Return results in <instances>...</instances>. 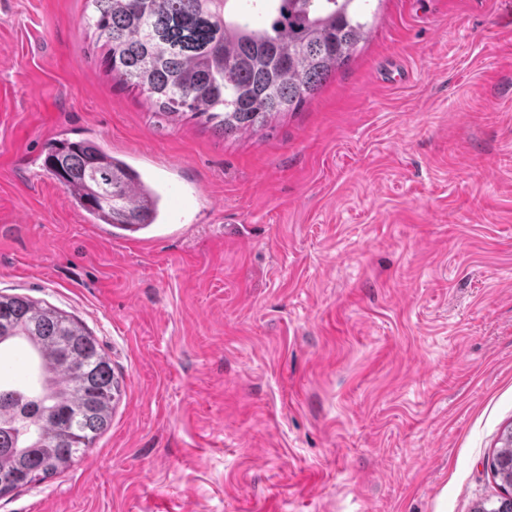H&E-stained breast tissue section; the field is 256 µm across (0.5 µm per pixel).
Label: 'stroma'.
<instances>
[{
    "label": "stroma",
    "instance_id": "35a3bbf8",
    "mask_svg": "<svg viewBox=\"0 0 512 512\" xmlns=\"http://www.w3.org/2000/svg\"><path fill=\"white\" fill-rule=\"evenodd\" d=\"M370 35L246 134L113 78L87 0H0V293L79 320L112 422L0 512H471L512 428V0H359ZM90 139L165 191L91 223ZM44 168L97 224L137 232L162 219L159 187L91 140H54Z\"/></svg>",
    "mask_w": 512,
    "mask_h": 512
}]
</instances>
